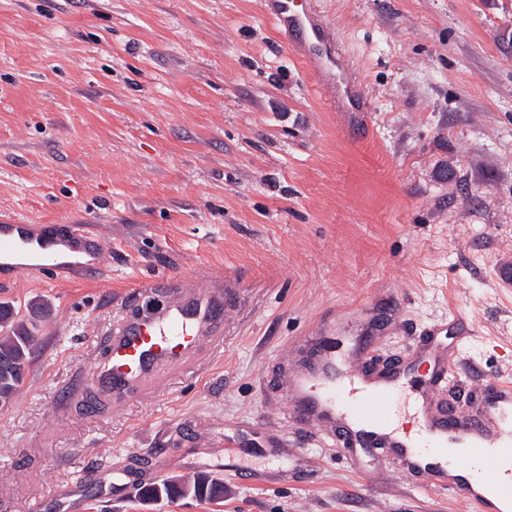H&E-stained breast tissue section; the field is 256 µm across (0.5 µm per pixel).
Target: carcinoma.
Segmentation results:
<instances>
[{
	"label": "carcinoma",
	"instance_id": "carcinoma-1",
	"mask_svg": "<svg viewBox=\"0 0 512 512\" xmlns=\"http://www.w3.org/2000/svg\"><path fill=\"white\" fill-rule=\"evenodd\" d=\"M17 312L8 302H0V402H10L23 385L31 364L33 347L38 337L23 322L16 321ZM142 501L162 497L192 496L201 501L224 496V484L207 474H198L187 483L171 478L160 484L137 488Z\"/></svg>",
	"mask_w": 512,
	"mask_h": 512
}]
</instances>
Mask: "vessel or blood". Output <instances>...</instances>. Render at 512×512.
Masks as SVG:
<instances>
[{
    "mask_svg": "<svg viewBox=\"0 0 512 512\" xmlns=\"http://www.w3.org/2000/svg\"><path fill=\"white\" fill-rule=\"evenodd\" d=\"M273 3L274 18L284 27L294 51L312 65L318 89L340 111H363L362 87L346 66L328 25L307 0ZM84 237L80 224L70 225L68 234L56 241L31 224H0V255L26 256V268L54 275L62 268L57 248L78 251ZM222 286V281L212 278L185 284L158 275L135 289L134 300L159 297L163 303L117 324L107 359L97 363L92 373L98 393L123 404L152 393L161 376L201 364L224 340ZM310 344L305 371L288 382L295 419L337 423V445L373 448L397 458L405 473L420 475L428 486L448 490L469 503L474 512L500 510L469 479L448 471L444 455L452 446L488 454L491 468L486 478L496 485L501 498L512 501V473L504 475L497 468L498 461H512L511 381L487 383L482 390L484 409L476 415L452 408L430 413L428 394L418 395L415 410L427 435L421 445L393 425L392 398L408 382L406 366L373 370L375 346L364 337L354 339L344 350L316 336ZM474 370V360L462 348H455L434 363L435 391H446L449 383L468 377ZM239 453L233 443H226L224 472L251 479L252 473L241 465Z\"/></svg>",
    "mask_w": 512,
    "mask_h": 512,
    "instance_id": "obj_1",
    "label": "vessel or blood"
}]
</instances>
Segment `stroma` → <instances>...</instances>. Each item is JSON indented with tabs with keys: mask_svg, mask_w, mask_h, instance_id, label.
<instances>
[{
	"mask_svg": "<svg viewBox=\"0 0 512 512\" xmlns=\"http://www.w3.org/2000/svg\"><path fill=\"white\" fill-rule=\"evenodd\" d=\"M309 2L367 111L316 90L267 0H0V212L98 244L87 277L0 266V301L51 308L0 407V512H60L77 482L82 512H472L290 418L283 385L299 337L346 347L343 316L416 388L463 315L469 355L512 379V0ZM160 273L235 283L223 347L149 398L94 399L113 322ZM228 438L282 479L225 476ZM131 473L226 490L145 505L109 489Z\"/></svg>",
	"mask_w": 512,
	"mask_h": 512,
	"instance_id": "stroma-1",
	"label": "stroma"
}]
</instances>
